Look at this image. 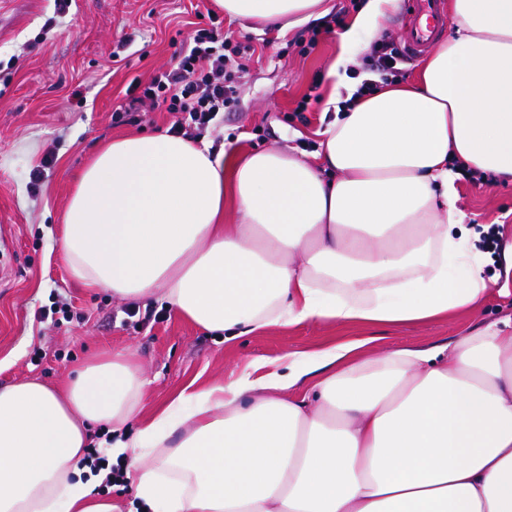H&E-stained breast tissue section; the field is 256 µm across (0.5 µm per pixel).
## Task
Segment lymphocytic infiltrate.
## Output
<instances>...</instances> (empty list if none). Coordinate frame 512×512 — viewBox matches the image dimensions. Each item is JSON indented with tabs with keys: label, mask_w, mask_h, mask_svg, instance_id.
<instances>
[{
	"label": "lymphocytic infiltrate",
	"mask_w": 512,
	"mask_h": 512,
	"mask_svg": "<svg viewBox=\"0 0 512 512\" xmlns=\"http://www.w3.org/2000/svg\"><path fill=\"white\" fill-rule=\"evenodd\" d=\"M250 51L249 45L233 42L221 26L197 29L178 52L175 65L154 75L140 94L130 95L128 108L135 112L146 107L175 114L172 133L197 138L235 101L238 75L245 69L241 59ZM407 63L395 41H376L367 57L366 77L358 85L357 95L372 91L378 84L402 80Z\"/></svg>",
	"instance_id": "obj_1"
}]
</instances>
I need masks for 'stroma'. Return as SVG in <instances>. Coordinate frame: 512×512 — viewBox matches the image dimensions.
Here are the masks:
<instances>
[{"label":"stroma","mask_w":512,"mask_h":512,"mask_svg":"<svg viewBox=\"0 0 512 512\" xmlns=\"http://www.w3.org/2000/svg\"><path fill=\"white\" fill-rule=\"evenodd\" d=\"M329 14L286 34L259 32L224 19L225 33L256 47L239 79L238 100L204 131L213 149L243 155L277 146L314 151L322 126L329 66L338 35L365 0H332ZM212 0H0V386L26 379L61 386L93 356L127 350L149 381L142 416H152L190 382L238 375L255 360L314 352L369 337L381 344H440L487 322L512 317V275L502 252L512 244V182H455L457 207L473 233L498 227L487 250L486 298L477 312L414 325L302 323L227 342L159 307L158 321L125 319L120 300L74 281L61 253L71 173L112 138L170 130L175 117L127 112L126 89L168 69L182 42L208 26ZM133 45L112 61L113 45ZM125 110L123 122L112 114ZM50 167H42L46 154ZM72 320L42 318L56 297Z\"/></svg>","instance_id":"1"}]
</instances>
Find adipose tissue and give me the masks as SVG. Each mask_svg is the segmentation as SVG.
<instances>
[{
	"label": "adipose tissue",
	"instance_id": "obj_1",
	"mask_svg": "<svg viewBox=\"0 0 512 512\" xmlns=\"http://www.w3.org/2000/svg\"><path fill=\"white\" fill-rule=\"evenodd\" d=\"M214 3L280 32L330 11L329 0ZM399 6L367 0L330 77L352 61V33ZM448 10L455 32L417 79L347 107L328 95L311 156L230 158L167 132L110 141L71 176V276L230 340L477 311L488 285L455 182L463 166L512 181V0ZM364 346L291 352L283 369L252 362L187 386L149 420L147 380L122 351L57 391L0 387V512H122L96 490L105 472L76 478L94 444L122 459L142 512H512V323L429 347Z\"/></svg>",
	"mask_w": 512,
	"mask_h": 512
}]
</instances>
